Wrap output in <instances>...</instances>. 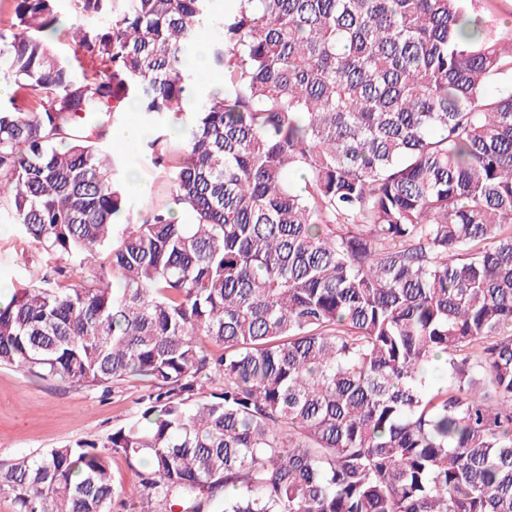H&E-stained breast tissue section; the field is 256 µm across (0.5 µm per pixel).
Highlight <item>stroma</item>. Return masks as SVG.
<instances>
[{
  "mask_svg": "<svg viewBox=\"0 0 512 512\" xmlns=\"http://www.w3.org/2000/svg\"><path fill=\"white\" fill-rule=\"evenodd\" d=\"M124 171H137L143 190L140 204L160 206L170 187L149 156L124 157ZM47 255L30 240L15 236L0 224V283L20 288L26 282L20 264L46 265ZM141 382L125 381L109 393L55 381L34 380L11 368L0 367V463L84 438L103 439L136 412L143 394Z\"/></svg>",
  "mask_w": 512,
  "mask_h": 512,
  "instance_id": "35a3bbf8",
  "label": "stroma"
}]
</instances>
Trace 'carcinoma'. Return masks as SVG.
<instances>
[{"mask_svg":"<svg viewBox=\"0 0 512 512\" xmlns=\"http://www.w3.org/2000/svg\"><path fill=\"white\" fill-rule=\"evenodd\" d=\"M58 2L0 21V216L68 265L0 300V365L145 394L0 464L15 512H512V41L473 0ZM130 103L162 208L111 146Z\"/></svg>","mask_w":512,"mask_h":512,"instance_id":"1","label":"carcinoma"}]
</instances>
